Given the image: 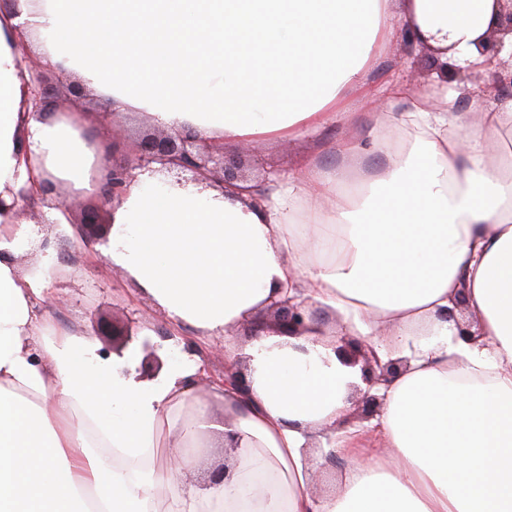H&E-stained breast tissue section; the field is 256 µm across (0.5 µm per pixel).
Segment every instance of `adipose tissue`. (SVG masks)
Here are the masks:
<instances>
[{
  "label": "adipose tissue",
  "instance_id": "adipose-tissue-1",
  "mask_svg": "<svg viewBox=\"0 0 512 512\" xmlns=\"http://www.w3.org/2000/svg\"><path fill=\"white\" fill-rule=\"evenodd\" d=\"M391 2L24 0L0 14V512H512V153L482 146L512 131V100L471 135L454 109L470 86L433 87L427 109L398 87L390 104L415 136L396 149L377 131L382 168L348 142L337 168L307 164L257 206L147 171L108 211L99 251L174 324L223 336L288 295L405 360L379 390L392 461L360 460L345 431L334 496L310 495L309 450L360 378L326 325L260 330L239 350L249 397L199 395L187 356L148 378L140 343L106 356L89 334L56 333L46 278L17 262L29 177L81 189L95 165L74 114L35 116L19 36L111 111L217 144L281 141L351 123L349 95L394 19L463 69L497 22V0H404L397 15ZM462 287L472 344L440 317ZM214 404L233 456L222 482L184 484Z\"/></svg>",
  "mask_w": 512,
  "mask_h": 512
}]
</instances>
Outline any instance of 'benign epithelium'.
Returning a JSON list of instances; mask_svg holds the SVG:
<instances>
[{
    "label": "benign epithelium",
    "mask_w": 512,
    "mask_h": 512,
    "mask_svg": "<svg viewBox=\"0 0 512 512\" xmlns=\"http://www.w3.org/2000/svg\"><path fill=\"white\" fill-rule=\"evenodd\" d=\"M33 96L37 112L45 115L52 110L55 89L46 83L39 74L35 75ZM108 182L103 190V202L111 206L117 197V191L123 185L137 177L136 171L166 173L178 183L206 184L230 191L241 198L254 202L262 194L259 185L252 183L247 174V163L242 157L224 152V146L202 139L191 132H164L161 134L145 133L136 145V162L112 163L107 166ZM465 304V297H459L455 307L441 314V318L455 322L458 337L469 341L476 334L463 326L457 319V308ZM269 311L274 314V327L286 335H293L306 326V320L313 314L303 305L290 299L275 300L270 303ZM146 356L141 369L148 375L159 370L161 362L154 353V347L143 344ZM402 371L401 363H381L376 355L364 358L361 368L362 381L368 391L361 394L362 412L373 414L381 407V398L371 393L376 385L391 381ZM224 379L231 382L238 393L246 397L250 392V384L246 374L241 371L227 369Z\"/></svg>",
    "instance_id": "obj_1"
}]
</instances>
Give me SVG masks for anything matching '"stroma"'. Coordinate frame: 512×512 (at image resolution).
Listing matches in <instances>:
<instances>
[{"label":"stroma","mask_w":512,"mask_h":512,"mask_svg":"<svg viewBox=\"0 0 512 512\" xmlns=\"http://www.w3.org/2000/svg\"><path fill=\"white\" fill-rule=\"evenodd\" d=\"M438 82L455 86L461 83L474 86L484 107L497 104L499 98L490 90L489 77L475 71H462L456 66L437 69L429 54L417 45L402 23H395L394 35L386 50L366 71L363 84L353 107L352 124H329L301 138L285 141L259 142L243 140L236 151L245 154L254 183L268 186L282 174L298 170L307 162L324 168L336 167L341 156L340 146L355 139L369 143L376 132L384 112L389 106L387 97L396 86L405 88L414 96L424 94L427 86ZM58 112L76 113L81 131L99 155H112L114 160L134 159L139 132L150 129L146 117L132 116L130 121L114 123L108 133H101L104 121L101 106L93 97H73L60 90L55 106ZM54 195L63 197L70 208L65 224L44 223L35 205L24 207L26 220L40 225L42 233L51 243V282L46 290V309L56 330L80 329L96 337L101 348L112 346L111 337L101 335L100 329L112 323L137 330L141 323H149L155 336H169L174 351H181L185 342H193L205 364L204 382L200 391H207L210 383L224 377L232 359L224 352L223 337L200 338L189 328L174 325L154 304L137 294L130 280L120 271L112 269L101 257L95 242H81L77 225L83 208L102 202L98 187L75 189L54 184ZM361 429V444L368 449L383 447L384 442L369 426L367 419L357 411H349L345 422L322 432L317 445L310 450L309 461L318 468V480L310 487L313 497L321 499L339 493V478L349 464L348 458L335 451L346 425Z\"/></svg>","instance_id":"35a3bbf8"}]
</instances>
